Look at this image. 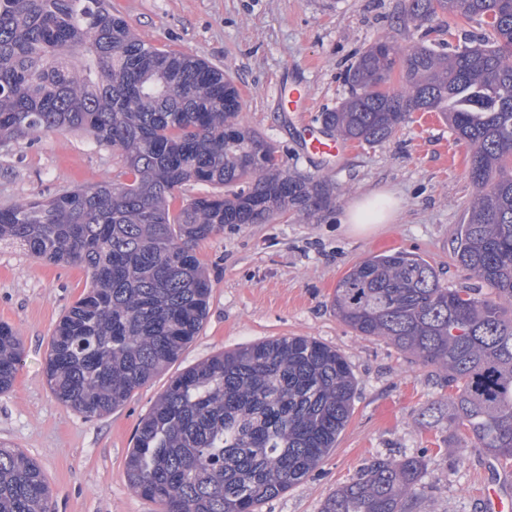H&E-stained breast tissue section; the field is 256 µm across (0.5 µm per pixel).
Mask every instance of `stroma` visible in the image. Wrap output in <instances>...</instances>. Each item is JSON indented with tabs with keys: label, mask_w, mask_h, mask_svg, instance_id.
I'll return each mask as SVG.
<instances>
[{
	"label": "stroma",
	"mask_w": 512,
	"mask_h": 512,
	"mask_svg": "<svg viewBox=\"0 0 512 512\" xmlns=\"http://www.w3.org/2000/svg\"><path fill=\"white\" fill-rule=\"evenodd\" d=\"M142 39L222 68L240 91L241 117L264 135L291 174L321 177L334 188L318 211L292 210L266 224H232L200 242L196 254L211 285L208 315L177 361L110 415L86 420L59 403L45 377L55 325L84 293L77 265H50L17 246L0 247V324L24 352L11 391L0 394V443L41 466L53 512H160L136 493L126 458L139 420L170 379L214 354L282 336H309L340 351L356 378L353 414L335 448L300 483L266 501L261 512H320L336 488L376 456L420 455L427 488L415 512H484L488 480L501 476L512 497V463L459 454L447 421L448 388L436 367L388 342L356 335L336 316L338 280L367 256L406 250L425 259L448 287L477 282L455 260V233L474 189L469 149L441 113H411L386 143H348L336 161L309 153L305 125L348 96L349 68L372 44L404 49L448 42V27L418 24L405 0H110ZM303 90L308 110L286 111L284 87ZM120 152L76 129L39 134L0 147V206L46 197L76 185L124 178ZM385 187L401 200L394 224L362 235L340 216L365 192Z\"/></svg>",
	"instance_id": "35a3bbf8"
}]
</instances>
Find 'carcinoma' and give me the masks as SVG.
I'll return each mask as SVG.
<instances>
[{
	"mask_svg": "<svg viewBox=\"0 0 512 512\" xmlns=\"http://www.w3.org/2000/svg\"><path fill=\"white\" fill-rule=\"evenodd\" d=\"M407 16L488 32L451 52L373 44L348 71L351 95L320 121L374 146L412 112L443 113L471 147L474 199L454 257L491 292L451 289L426 260L394 251L348 270L332 305L358 335L444 373L448 427L466 431L461 450L512 460V0H408ZM395 73L405 89L390 88ZM241 112L223 70L143 40L108 0H0V145L81 129L126 163L123 182L0 208V243L86 271L45 368L56 399L84 418L122 406L198 335L210 296L201 241L226 224L328 203V181L289 175ZM188 182L212 191L172 207ZM22 355L21 338L0 324V393ZM356 388L346 357L307 336L213 355L172 378L141 418L128 482L161 512H259L336 447ZM425 468L419 455L377 456L321 512H410ZM0 512H51L38 463L2 444Z\"/></svg>",
	"mask_w": 512,
	"mask_h": 512,
	"instance_id": "obj_1",
	"label": "carcinoma"
}]
</instances>
